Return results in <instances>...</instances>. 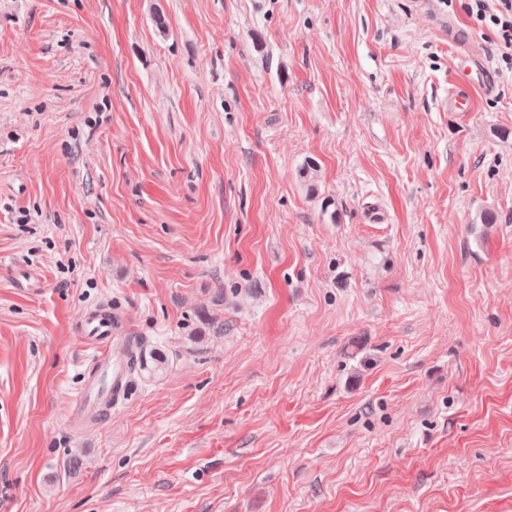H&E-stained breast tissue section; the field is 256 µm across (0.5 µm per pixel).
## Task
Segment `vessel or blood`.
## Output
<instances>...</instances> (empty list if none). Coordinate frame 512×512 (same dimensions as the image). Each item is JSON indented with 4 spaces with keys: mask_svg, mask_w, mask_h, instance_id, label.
I'll list each match as a JSON object with an SVG mask.
<instances>
[{
    "mask_svg": "<svg viewBox=\"0 0 512 512\" xmlns=\"http://www.w3.org/2000/svg\"><path fill=\"white\" fill-rule=\"evenodd\" d=\"M80 330L95 350L80 404L87 409L115 406L126 396L130 384L128 357L117 338V324L109 314L94 308L83 315Z\"/></svg>",
    "mask_w": 512,
    "mask_h": 512,
    "instance_id": "vessel-or-blood-1",
    "label": "vessel or blood"
}]
</instances>
